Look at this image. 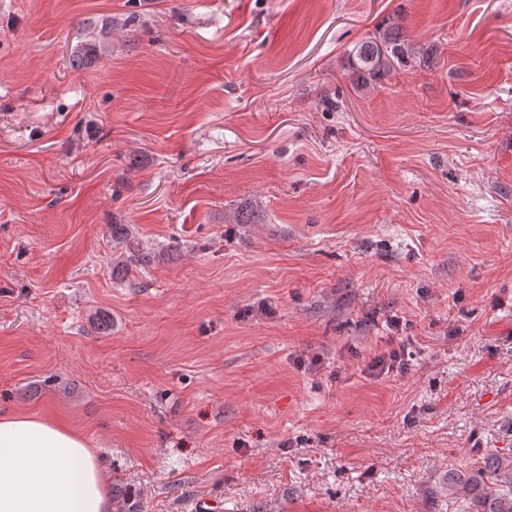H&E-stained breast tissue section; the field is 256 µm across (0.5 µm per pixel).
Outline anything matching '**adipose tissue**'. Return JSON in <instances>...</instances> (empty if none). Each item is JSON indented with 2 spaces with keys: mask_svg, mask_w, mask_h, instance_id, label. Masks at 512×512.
<instances>
[{
  "mask_svg": "<svg viewBox=\"0 0 512 512\" xmlns=\"http://www.w3.org/2000/svg\"><path fill=\"white\" fill-rule=\"evenodd\" d=\"M0 512H112L95 449L49 417H0Z\"/></svg>",
  "mask_w": 512,
  "mask_h": 512,
  "instance_id": "ef3b65f1",
  "label": "adipose tissue"
}]
</instances>
